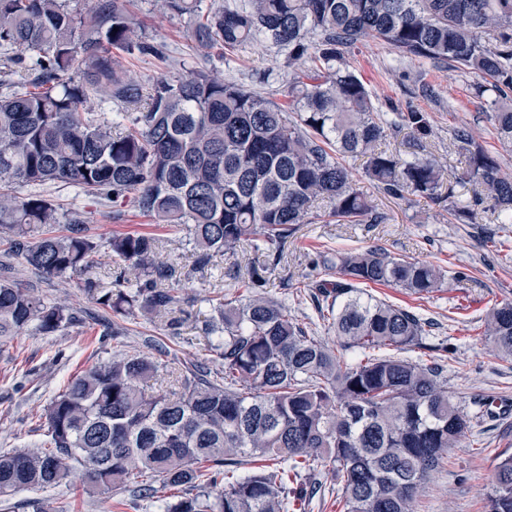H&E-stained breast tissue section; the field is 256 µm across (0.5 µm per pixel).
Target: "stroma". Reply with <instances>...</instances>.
Returning <instances> with one entry per match:
<instances>
[{
    "mask_svg": "<svg viewBox=\"0 0 512 512\" xmlns=\"http://www.w3.org/2000/svg\"><path fill=\"white\" fill-rule=\"evenodd\" d=\"M133 9L143 18L149 41L165 47L167 57H122L123 68L131 74L153 80L211 71L274 102H288L294 67L278 48L257 40L230 60L217 49L204 55L188 35L192 25L188 16L159 11L153 0H135ZM346 60L382 111L426 114L430 133L425 143L447 165L449 176L462 172L452 139L458 127L470 131L497 157L502 170L512 174V148L499 143L475 74L445 63L412 60L368 37ZM346 166L357 186L384 213V223L301 224L282 244L278 265H270L264 254L244 244L236 256L215 257L201 274L191 271L195 257L185 228L153 223L130 207L122 220H113L111 208L79 198L72 187L61 183L46 185L44 191L63 208L81 207L87 234L101 244L91 270L100 289H111L122 270L107 241L116 233H146L158 238V260L174 264L182 273L180 286L195 298L201 312H209L210 300L237 296L241 273L261 267L268 295L286 302L289 315L309 335L328 342L333 335L318 321L311 300L315 283L328 276L324 258L379 246L442 267L447 272L445 284L430 297L421 299L386 286L371 287L370 293L431 322L425 347L409 351L408 356L442 365L454 403L472 417L471 431L460 448L431 473L416 512H485L493 468L502 453H512V414L496 413L500 406L512 404V360L496 357L482 334L487 312L512 294V224L496 223L488 208L480 210L477 223H455L447 204L413 195L390 198L366 178L362 161L350 160ZM0 276L34 289L45 301L67 306L78 317L53 334L30 328L0 345V450L45 446L44 409L51 398L73 375L114 355H146L179 368L202 362L211 372L223 371L200 330L188 325L175 337L160 318L113 317L87 295L79 279L61 282L38 275L1 245ZM116 327L121 335H113ZM183 493L180 487H161L140 498L130 484L90 492L81 480L70 478L51 488L48 496L55 512H159L162 500Z\"/></svg>",
    "mask_w": 512,
    "mask_h": 512,
    "instance_id": "stroma-1",
    "label": "stroma"
}]
</instances>
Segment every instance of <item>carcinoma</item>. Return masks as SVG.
Returning a JSON list of instances; mask_svg holds the SVG:
<instances>
[{
	"mask_svg": "<svg viewBox=\"0 0 512 512\" xmlns=\"http://www.w3.org/2000/svg\"><path fill=\"white\" fill-rule=\"evenodd\" d=\"M132 2L0 0V234L26 265L82 279L117 316L171 313L175 335L195 318L194 300L175 287L176 268L157 260L155 237L112 235L108 249L137 279L101 291L90 276L99 245L79 213L21 189L64 183L114 207L116 221L128 204L183 226L200 268L244 241L272 256L294 225L319 218L321 202L330 223H380L346 158H365L366 177L389 197L446 200L459 224L475 223L487 203L497 223L512 224V175L468 130L453 133L462 178L474 184L473 203L459 206L433 155L383 146L399 126L427 136L424 113L386 120L345 62L371 36L412 59L456 63L487 80L497 138L512 145V0H211L206 10L203 0H156L193 18L190 38L205 53L230 56L258 38L287 52L296 68L286 109L205 71L148 83L129 75L118 53L163 54ZM92 94L117 108L112 119L85 111ZM62 223L66 235L43 231ZM330 266L336 279L316 283L313 300L338 348L308 335L254 270L247 294L212 305L201 327L222 382L196 364L171 384L168 366L143 355L81 371L46 408L50 448L0 452V497L45 491L78 471L93 489L147 475L196 489L164 512H288L321 487L329 464L343 512H414L470 422L441 367L372 354L418 347L428 331L416 312L365 287L424 299L445 271L377 246L338 252ZM74 322L66 307L0 279V342L31 325L51 334ZM483 336L512 359L511 299L492 306ZM244 458L261 465L242 476ZM487 512H512L511 454L495 465Z\"/></svg>",
	"mask_w": 512,
	"mask_h": 512,
	"instance_id": "obj_1",
	"label": "carcinoma"
}]
</instances>
